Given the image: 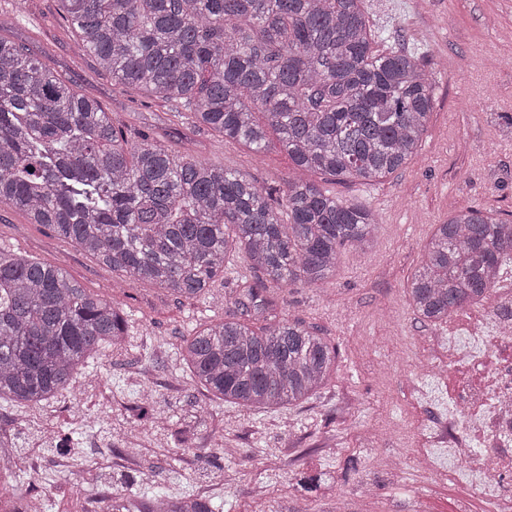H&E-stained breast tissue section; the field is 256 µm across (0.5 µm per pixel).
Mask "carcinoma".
<instances>
[{
    "label": "carcinoma",
    "instance_id": "cac0c4a2",
    "mask_svg": "<svg viewBox=\"0 0 512 512\" xmlns=\"http://www.w3.org/2000/svg\"><path fill=\"white\" fill-rule=\"evenodd\" d=\"M77 48L123 85L169 101L260 154L268 130L296 175L286 211L241 173L143 133L129 138L38 55L0 36V203L96 257L116 287L148 282L188 300L242 250L263 277L224 297L227 316L179 337L190 381L227 404L303 403L336 371V348L285 317L273 289L336 276L366 251L374 213L302 178L371 182L416 156L435 99L421 58L379 53L364 0H56ZM512 264V224L475 207L436 225L407 288L414 313L448 322ZM122 303L57 266L0 246V401L47 402L90 357L124 349ZM104 512H215L206 499L113 486Z\"/></svg>",
    "mask_w": 512,
    "mask_h": 512
}]
</instances>
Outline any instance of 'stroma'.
I'll return each mask as SVG.
<instances>
[{"instance_id": "1", "label": "stroma", "mask_w": 512, "mask_h": 512, "mask_svg": "<svg viewBox=\"0 0 512 512\" xmlns=\"http://www.w3.org/2000/svg\"><path fill=\"white\" fill-rule=\"evenodd\" d=\"M365 10L377 50L423 55L436 105L418 155L389 177L363 184L307 176L327 195L368 206L378 220L368 251L342 247L336 277L279 293L289 318L317 326L336 346L335 378L309 402L271 413L210 401L180 371L175 345L197 324L222 319L223 309L141 284L125 300L129 347L94 360L79 392L28 408L0 403V450L8 456L0 473L14 477L0 486V496L34 485L59 498L108 493L113 479L127 474L162 493L214 500L219 512H331L339 496L362 499L367 512H457L454 491L427 490L410 463L380 469L379 458L398 454L395 442L364 448L359 438L384 408L405 406L419 378L417 365L401 358L404 346L424 357L447 351L443 327L418 319L406 295L435 224L469 206L512 219V67L497 63L512 56V0H366ZM0 15L12 22L6 38L45 52L73 88L126 132L152 128L168 152L191 145L199 158L266 188L285 189L293 177L287 153L274 147L254 153L113 81L78 51L55 0H0ZM0 246L62 266L92 294H113L110 268L9 204L0 205ZM146 385L158 395L151 410L156 424L127 435ZM183 429L210 448L207 465L194 448L176 446L174 433ZM65 432L75 442L63 450L58 437ZM36 446L49 457L69 456L72 467L16 471ZM130 448L137 461L126 466Z\"/></svg>"}]
</instances>
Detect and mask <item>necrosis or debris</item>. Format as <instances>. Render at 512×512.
<instances>
[{
	"label": "necrosis or debris",
	"mask_w": 512,
	"mask_h": 512,
	"mask_svg": "<svg viewBox=\"0 0 512 512\" xmlns=\"http://www.w3.org/2000/svg\"><path fill=\"white\" fill-rule=\"evenodd\" d=\"M512 286L471 299L448 321V359L424 360L436 374L459 382L441 411L423 416L414 431L423 446L411 461L426 486L448 481L459 512H512V325L499 319ZM447 457L439 467L438 457Z\"/></svg>",
	"instance_id": "obj_1"
}]
</instances>
